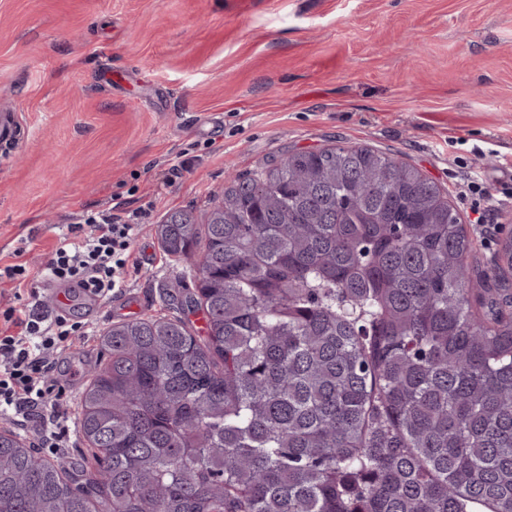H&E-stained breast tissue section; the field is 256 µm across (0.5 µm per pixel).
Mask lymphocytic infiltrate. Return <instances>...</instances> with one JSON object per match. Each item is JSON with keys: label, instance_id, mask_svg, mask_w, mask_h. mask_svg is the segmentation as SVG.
Masks as SVG:
<instances>
[{"label": "lymphocytic infiltrate", "instance_id": "f902f5d3", "mask_svg": "<svg viewBox=\"0 0 512 512\" xmlns=\"http://www.w3.org/2000/svg\"><path fill=\"white\" fill-rule=\"evenodd\" d=\"M142 204L125 215L101 213L69 225L40 275H31L16 248L15 263L0 267V279L16 284L15 305L0 313V417L34 429L44 448L61 447L70 431L63 389L55 377L58 354L91 328L43 308L42 290L57 285L108 299L124 286L141 220Z\"/></svg>", "mask_w": 512, "mask_h": 512}]
</instances>
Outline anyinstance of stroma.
Returning a JSON list of instances; mask_svg holds the SVG:
<instances>
[{"mask_svg":"<svg viewBox=\"0 0 512 512\" xmlns=\"http://www.w3.org/2000/svg\"><path fill=\"white\" fill-rule=\"evenodd\" d=\"M4 116L0 264L25 241L40 272L86 213L155 203L122 291L69 292L67 315L93 329L59 359L74 417L111 324L175 316L204 339L157 226L205 213L228 175L366 145L441 184L466 224L460 189L480 173L512 235V0H0Z\"/></svg>","mask_w":512,"mask_h":512,"instance_id":"35a3bbf8","label":"stroma"}]
</instances>
